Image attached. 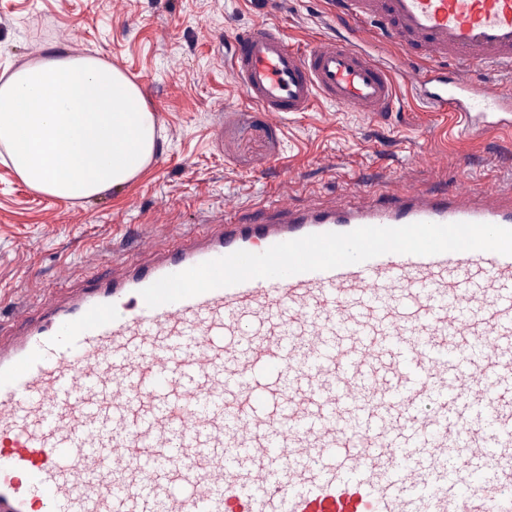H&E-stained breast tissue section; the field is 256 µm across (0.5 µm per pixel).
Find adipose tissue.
Instances as JSON below:
<instances>
[{"label": "adipose tissue", "mask_w": 512, "mask_h": 512, "mask_svg": "<svg viewBox=\"0 0 512 512\" xmlns=\"http://www.w3.org/2000/svg\"><path fill=\"white\" fill-rule=\"evenodd\" d=\"M0 145L34 191L89 199L123 187L150 163L155 117L112 64L55 57L0 75Z\"/></svg>", "instance_id": "obj_1"}]
</instances>
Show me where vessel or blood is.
I'll use <instances>...</instances> for the list:
<instances>
[{"label":"vessel or blood","mask_w":512,"mask_h":512,"mask_svg":"<svg viewBox=\"0 0 512 512\" xmlns=\"http://www.w3.org/2000/svg\"><path fill=\"white\" fill-rule=\"evenodd\" d=\"M348 39L261 23L236 78L272 118L317 99L392 111L359 30L419 52L457 134L512 133V0H337ZM452 63L446 73L444 63ZM330 207L212 215L144 262L0 323V512H512V256L387 253L148 307L142 289L238 250L416 222L512 228V193L361 183ZM470 81L477 85H501L512 87V73L501 70L490 64L479 65L469 73Z\"/></svg>","instance_id":"b4317fda"}]
</instances>
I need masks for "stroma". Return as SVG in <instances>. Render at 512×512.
Segmentation results:
<instances>
[{
	"label": "stroma",
	"mask_w": 512,
	"mask_h": 512,
	"mask_svg": "<svg viewBox=\"0 0 512 512\" xmlns=\"http://www.w3.org/2000/svg\"><path fill=\"white\" fill-rule=\"evenodd\" d=\"M261 22L300 46L346 34L333 0H271L264 10L250 0H0V72L95 55L139 86L160 135L135 180L84 201L38 194L0 161V314L90 267L144 259L129 250L131 233L162 244L227 207L246 214L276 196L330 205L363 182L512 191V136H454V113L425 98L422 63L383 42L359 46L396 80L384 119L320 99L272 120L243 99L231 68L236 35Z\"/></svg>",
	"instance_id": "obj_1"
}]
</instances>
